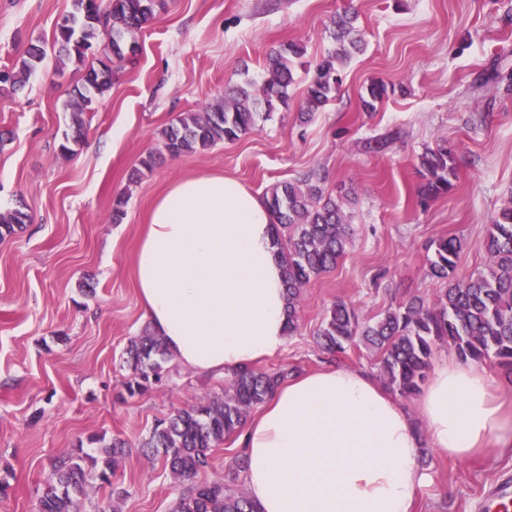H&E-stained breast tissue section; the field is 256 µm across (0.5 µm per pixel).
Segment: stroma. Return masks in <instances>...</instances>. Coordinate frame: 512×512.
<instances>
[{
  "mask_svg": "<svg viewBox=\"0 0 512 512\" xmlns=\"http://www.w3.org/2000/svg\"><path fill=\"white\" fill-rule=\"evenodd\" d=\"M72 0H0V67L30 43L52 44ZM358 16L365 48L347 63L335 98L299 120L308 76L298 71L288 110L205 152L163 159L138 183L129 174L158 153V130L211 103L244 76L262 81L269 50L302 40L309 61L331 45V17ZM140 51L89 114L76 153L59 145L70 124L75 63L48 54L18 92L0 93V211L24 204L32 217L0 239V512H36L58 458L92 437L138 443L157 419L222 393L223 377L170 363L166 386L130 396L123 352L148 329L133 281L142 226L173 182L230 176L261 194L321 170L325 187L355 203L352 238L335 269L302 291L298 331L262 361L309 373L330 363L313 340L327 307L342 300L361 320L411 296L434 302L444 282L427 274L432 240L464 243L458 276L480 268L478 245L512 201V0H167L138 37ZM373 80L397 92L376 112L360 96ZM387 136L384 148L371 140ZM448 143L457 175L448 194L420 206L417 157ZM128 198L122 223L112 200ZM94 293H87V286ZM429 479L416 512H485L483 492L512 477V451L474 461L420 450ZM129 491L121 512H170L188 482L132 453L116 476Z\"/></svg>",
  "mask_w": 512,
  "mask_h": 512,
  "instance_id": "stroma-1",
  "label": "stroma"
}]
</instances>
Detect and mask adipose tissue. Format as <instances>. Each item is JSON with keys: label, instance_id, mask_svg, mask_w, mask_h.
I'll return each instance as SVG.
<instances>
[{"label": "adipose tissue", "instance_id": "1", "mask_svg": "<svg viewBox=\"0 0 512 512\" xmlns=\"http://www.w3.org/2000/svg\"><path fill=\"white\" fill-rule=\"evenodd\" d=\"M273 217L236 179L174 183L154 204L135 261L147 319L188 371L228 374L280 352L288 308ZM416 415L360 368L277 387L239 438L260 512H413L422 444L458 460L512 449V401L485 366L441 358Z\"/></svg>", "mask_w": 512, "mask_h": 512}]
</instances>
